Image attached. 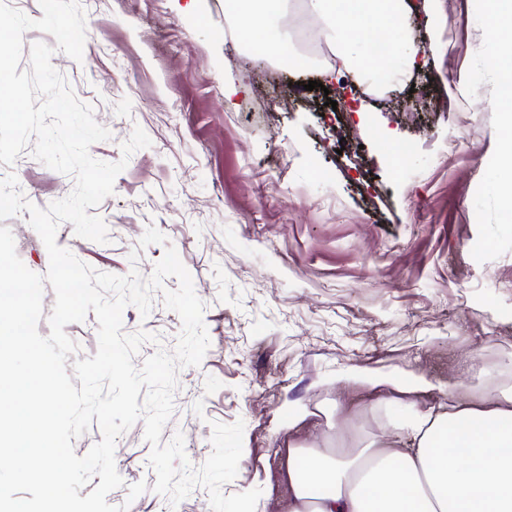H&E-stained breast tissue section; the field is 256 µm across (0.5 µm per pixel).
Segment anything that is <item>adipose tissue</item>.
Listing matches in <instances>:
<instances>
[{
  "label": "adipose tissue",
  "instance_id": "1",
  "mask_svg": "<svg viewBox=\"0 0 512 512\" xmlns=\"http://www.w3.org/2000/svg\"><path fill=\"white\" fill-rule=\"evenodd\" d=\"M488 39L506 46L498 62L499 95L512 96V0H485ZM406 0H302L319 19L335 54V68L355 75L375 69L359 49L365 33L379 37L389 56L416 62L399 19ZM283 0H224L240 42L262 40L283 53L288 40L277 26ZM348 381L372 391L374 411L392 399L406 415L382 420V434L361 437L336 423V444L298 442V430L315 425L306 405L289 404L287 512H512V387H487L480 397L460 392L422 401L430 387L421 377L405 381L382 372L353 370Z\"/></svg>",
  "mask_w": 512,
  "mask_h": 512
}]
</instances>
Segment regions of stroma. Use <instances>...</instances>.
Segmentation results:
<instances>
[{"label": "stroma", "mask_w": 512, "mask_h": 512, "mask_svg": "<svg viewBox=\"0 0 512 512\" xmlns=\"http://www.w3.org/2000/svg\"><path fill=\"white\" fill-rule=\"evenodd\" d=\"M82 61L55 50L51 63L92 107L109 140L91 156L126 160L114 192L94 210L108 243H56L95 270L149 278L174 247L204 304L210 346L199 365L178 368L174 410L162 441L182 433L200 467L213 423L243 421L236 477L221 491L260 489L258 512H283L279 452L288 405L340 410L374 433L373 397L340 386L365 368L400 379L422 375L435 395L472 394L501 383L512 361V220L495 189L508 122L492 111L501 48L484 35L483 0H427L401 25L418 68L398 60L366 77L335 73L352 95L325 104L327 65L309 56L295 71L269 50L230 39L224 0H80ZM239 86L233 104L225 83ZM149 147L124 154L134 128ZM460 149L449 154V142ZM14 173L45 208L75 186L23 150ZM22 212L5 224L22 262L46 274L49 257ZM123 331L151 334L133 358L174 352L180 316L154 293L149 315L123 311ZM484 365L471 373L472 361ZM143 422L116 441L124 484L107 501L128 512H212L195 486L179 503L156 493ZM146 491L129 499L128 487Z\"/></svg>", "instance_id": "35a3bbf8"}]
</instances>
